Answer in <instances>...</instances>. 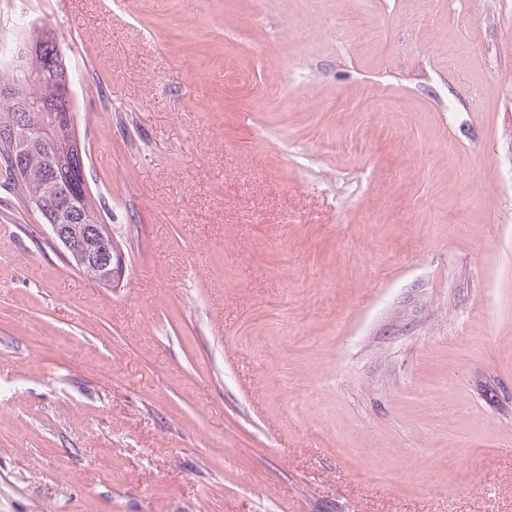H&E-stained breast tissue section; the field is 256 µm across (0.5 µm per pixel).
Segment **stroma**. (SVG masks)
Instances as JSON below:
<instances>
[{"label": "stroma", "mask_w": 512, "mask_h": 512, "mask_svg": "<svg viewBox=\"0 0 512 512\" xmlns=\"http://www.w3.org/2000/svg\"><path fill=\"white\" fill-rule=\"evenodd\" d=\"M105 287L0 185V512H512V0H28Z\"/></svg>", "instance_id": "obj_1"}]
</instances>
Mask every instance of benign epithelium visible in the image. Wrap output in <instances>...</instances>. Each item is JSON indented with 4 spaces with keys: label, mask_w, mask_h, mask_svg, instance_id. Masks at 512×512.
Instances as JSON below:
<instances>
[{
    "label": "benign epithelium",
    "mask_w": 512,
    "mask_h": 512,
    "mask_svg": "<svg viewBox=\"0 0 512 512\" xmlns=\"http://www.w3.org/2000/svg\"><path fill=\"white\" fill-rule=\"evenodd\" d=\"M32 80L27 75L19 82L6 84L0 87V94L15 99L18 111L32 112L34 107L25 97L23 86ZM46 113L45 123L40 136H45L63 127L71 132L77 131V115L74 112L57 111L49 104L40 108ZM0 138L10 140L16 145L12 157L13 167L21 169L25 164L26 147L33 141V136L27 128L24 118H19L9 127L0 130ZM87 185L85 174L79 175L78 187L73 194H51L45 203L38 204V208L49 216L47 225L48 235L66 252L80 255L84 262L96 265L105 274L104 281L110 285L123 279L126 263L122 248H103L97 244L98 228L86 225L85 215L78 204V192Z\"/></svg>",
    "instance_id": "1"
}]
</instances>
